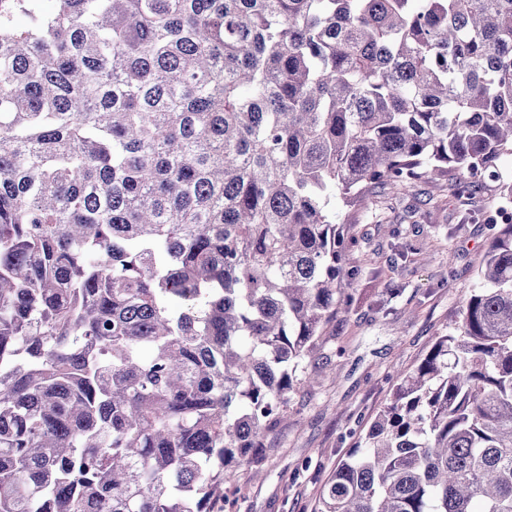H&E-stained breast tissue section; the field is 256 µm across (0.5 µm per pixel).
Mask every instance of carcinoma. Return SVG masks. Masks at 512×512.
<instances>
[{
	"label": "carcinoma",
	"instance_id": "cac0c4a2",
	"mask_svg": "<svg viewBox=\"0 0 512 512\" xmlns=\"http://www.w3.org/2000/svg\"><path fill=\"white\" fill-rule=\"evenodd\" d=\"M504 156L512 0H17L0 512H223L358 284L329 193ZM317 512H512V221Z\"/></svg>",
	"mask_w": 512,
	"mask_h": 512
}]
</instances>
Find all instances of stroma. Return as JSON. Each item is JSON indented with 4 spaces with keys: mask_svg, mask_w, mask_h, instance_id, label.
<instances>
[{
    "mask_svg": "<svg viewBox=\"0 0 512 512\" xmlns=\"http://www.w3.org/2000/svg\"><path fill=\"white\" fill-rule=\"evenodd\" d=\"M451 183L422 179L398 194L378 187L366 207L332 196L337 223L351 227L346 262L359 268V284L310 356L315 382L292 395L262 463L236 468L229 512H314L359 425L459 320L505 201L489 185L461 200ZM407 244L418 250L410 263L399 256Z\"/></svg>",
    "mask_w": 512,
    "mask_h": 512,
    "instance_id": "35a3bbf8",
    "label": "stroma"
}]
</instances>
